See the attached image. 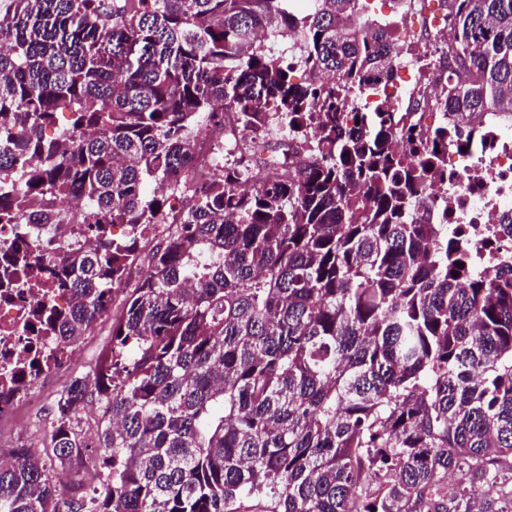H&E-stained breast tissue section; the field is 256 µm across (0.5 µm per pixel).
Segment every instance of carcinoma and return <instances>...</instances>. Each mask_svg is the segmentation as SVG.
<instances>
[{"mask_svg": "<svg viewBox=\"0 0 512 512\" xmlns=\"http://www.w3.org/2000/svg\"><path fill=\"white\" fill-rule=\"evenodd\" d=\"M12 2L0 224H57L71 196L101 241L36 263L73 305L40 306L30 341L72 350L166 191L192 195L125 295L111 356L58 392L51 452L0 464V512H512V260L470 269L434 218L448 129L405 134L388 105L373 125L340 106L402 50L370 0H316L301 19L286 0ZM443 5L461 76L437 109L512 113V0ZM288 29L303 82L258 41ZM219 101L256 136L287 126L300 164L242 191L243 160L226 161L197 185L193 129ZM29 268L23 248L0 276ZM40 370L21 366L0 402ZM93 400L106 425L91 442L76 419ZM83 465L101 489L64 496L54 472Z\"/></svg>", "mask_w": 512, "mask_h": 512, "instance_id": "1", "label": "carcinoma"}]
</instances>
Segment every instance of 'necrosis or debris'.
Instances as JSON below:
<instances>
[{
	"mask_svg": "<svg viewBox=\"0 0 512 512\" xmlns=\"http://www.w3.org/2000/svg\"><path fill=\"white\" fill-rule=\"evenodd\" d=\"M397 28L406 42L388 80L351 87L350 105L364 120L376 118L382 102H389L401 127L448 130V168L437 188L434 213L447 224L448 233L460 245L472 248L477 263H492L512 254V114L488 112L474 124L460 127L455 113L438 111L435 101L441 89L433 78L437 65L455 71L456 62L448 53L450 19L437 0H402ZM60 221L43 231L30 224H1L0 253L13 248L19 237L33 240L35 256L52 259L63 246L85 250L99 248V240L88 225L75 223L73 210L59 204ZM43 304L68 307L69 294L48 283L26 280L11 298H0V377L27 362L31 354L25 337L35 309ZM48 365L40 372L37 389L0 403V423L14 419L21 408L40 403V386L62 380L74 359L59 355L56 345L43 348Z\"/></svg>",
	"mask_w": 512,
	"mask_h": 512,
	"instance_id": "4bbe7bcc",
	"label": "necrosis or debris"
}]
</instances>
